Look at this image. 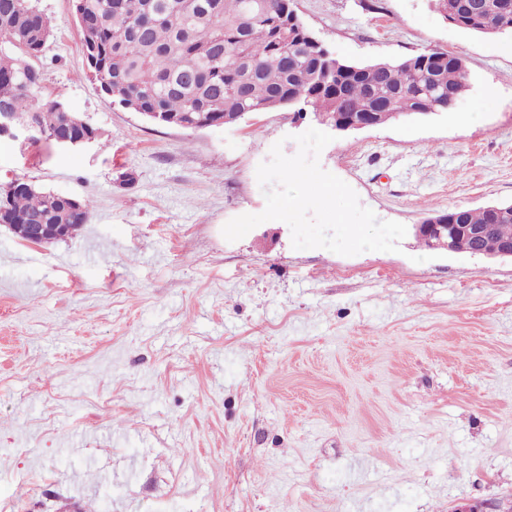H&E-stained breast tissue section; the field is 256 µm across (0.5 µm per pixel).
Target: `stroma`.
<instances>
[{
	"mask_svg": "<svg viewBox=\"0 0 512 512\" xmlns=\"http://www.w3.org/2000/svg\"><path fill=\"white\" fill-rule=\"evenodd\" d=\"M343 61L440 48L469 89L447 111L334 132L322 169L379 220L512 203V35L434 0H294ZM34 104L98 131L81 147L0 139V187L90 201L52 244L0 226V512H454L512 498V262L422 247L297 250L289 226L222 228L313 113L195 131L111 102L72 0Z\"/></svg>",
	"mask_w": 512,
	"mask_h": 512,
	"instance_id": "1",
	"label": "stroma"
}]
</instances>
